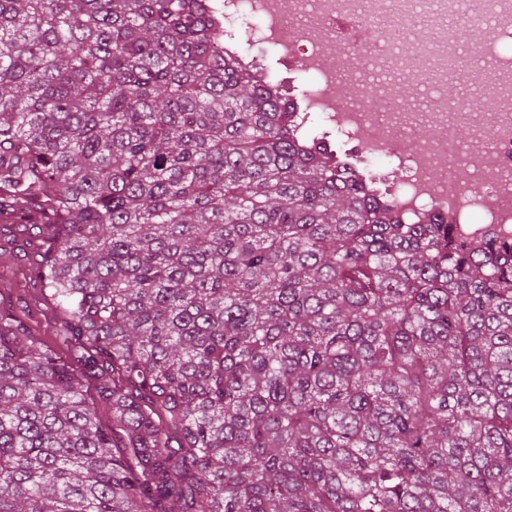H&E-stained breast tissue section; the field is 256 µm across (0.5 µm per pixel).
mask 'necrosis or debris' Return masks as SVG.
Returning <instances> with one entry per match:
<instances>
[{
    "mask_svg": "<svg viewBox=\"0 0 512 512\" xmlns=\"http://www.w3.org/2000/svg\"><path fill=\"white\" fill-rule=\"evenodd\" d=\"M219 24L217 50L278 87L288 100L297 133L347 167L370 194L393 205L407 224L437 218L454 236L478 244L486 238L512 243V0H205ZM491 19L488 39L460 50L458 34L407 50L418 66L407 81L447 85L450 63L472 62L470 78L494 97L498 109L469 112L465 100L441 95L426 111H404L399 94L383 89L373 100L352 99L348 85L361 80L354 49L339 25L398 26L417 11ZM311 15L312 24L293 22ZM472 140L460 151L457 129ZM386 160L376 163L374 152ZM483 196L468 197L470 185Z\"/></svg>",
    "mask_w": 512,
    "mask_h": 512,
    "instance_id": "necrosis-or-debris-1",
    "label": "necrosis or debris"
}]
</instances>
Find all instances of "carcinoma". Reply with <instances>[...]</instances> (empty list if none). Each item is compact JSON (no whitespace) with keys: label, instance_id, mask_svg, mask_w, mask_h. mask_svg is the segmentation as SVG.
I'll return each instance as SVG.
<instances>
[{"label":"carcinoma","instance_id":"carcinoma-1","mask_svg":"<svg viewBox=\"0 0 512 512\" xmlns=\"http://www.w3.org/2000/svg\"><path fill=\"white\" fill-rule=\"evenodd\" d=\"M216 38L0 0V215H50L72 349L0 313V512H512V244L402 223Z\"/></svg>","mask_w":512,"mask_h":512}]
</instances>
